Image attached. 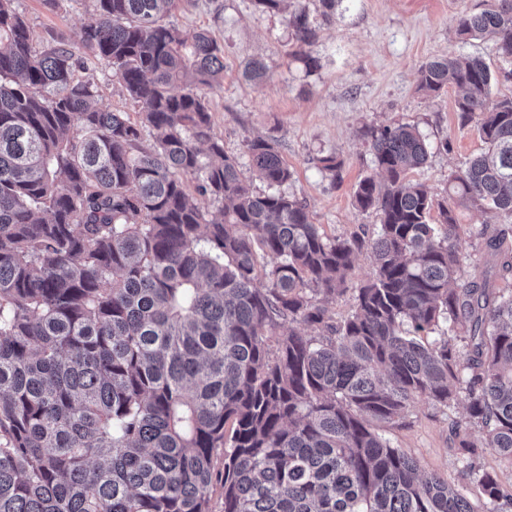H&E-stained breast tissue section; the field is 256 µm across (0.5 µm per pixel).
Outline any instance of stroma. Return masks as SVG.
<instances>
[{"label":"stroma","instance_id":"1","mask_svg":"<svg viewBox=\"0 0 512 512\" xmlns=\"http://www.w3.org/2000/svg\"><path fill=\"white\" fill-rule=\"evenodd\" d=\"M477 0H338L331 18H324L319 0H305L317 39L312 55L317 63L306 69L295 54L293 31L284 13L256 9L253 0H197L194 7L173 11L169 21L185 38L209 30L224 50V75L206 92L212 132L226 153L237 157L243 175H250L246 140L272 137L294 171L284 192L306 199L313 221L331 238L373 237L380 221L376 213L359 210L354 189L377 167L365 135L368 127L387 123L417 126L432 148L427 164L412 178L437 195H444L448 176L465 160L479 155L484 144L477 132L461 126L455 111L457 93L448 88L428 94L417 87L416 73L428 59L440 55L482 57L491 70L502 71L492 41L458 42L454 31L459 17ZM36 39H63L80 44L81 29L92 0H59L57 8L44 0H18ZM261 60L264 80L244 75L250 60ZM78 78L94 80L102 102L116 112L136 114L137 105L113 81L104 64L92 61ZM335 157L337 178L322 174L319 160ZM458 249L469 273L496 270L472 227L486 222L485 214L470 209L458 213ZM369 252H360L342 295L326 304L334 321L353 309L356 288L372 275ZM467 423L473 442L483 431L468 424L463 405L443 407L416 400L402 419L378 424L392 447L419 460L423 473H437L464 487L479 499L473 477L464 472L456 441L448 424Z\"/></svg>","mask_w":512,"mask_h":512}]
</instances>
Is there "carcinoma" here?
Instances as JSON below:
<instances>
[{"label": "carcinoma", "mask_w": 512, "mask_h": 512, "mask_svg": "<svg viewBox=\"0 0 512 512\" xmlns=\"http://www.w3.org/2000/svg\"><path fill=\"white\" fill-rule=\"evenodd\" d=\"M93 2L79 55L54 38L35 47L17 0H0V512H210L216 483L224 512H478L374 424L417 398L462 403L483 447L512 458V289L467 276L457 247L458 208L512 215V95L492 96L497 75L476 56L422 64L418 88L456 87L485 152L440 198L409 177L429 156L416 126L369 128L381 178H362L354 199L378 213L377 235L331 239L281 192L294 172L276 140L246 142L257 193L213 135L205 89L224 51L164 21L194 0ZM253 2L293 5L313 68L303 0ZM455 33L492 39L512 64V0H480ZM87 56L140 122L76 79ZM475 235L512 279V227ZM362 249L372 277L336 326L321 301L345 291ZM287 322L311 334H278ZM451 433L483 512H509L512 487L472 471L462 423Z\"/></svg>", "instance_id": "carcinoma-1"}]
</instances>
